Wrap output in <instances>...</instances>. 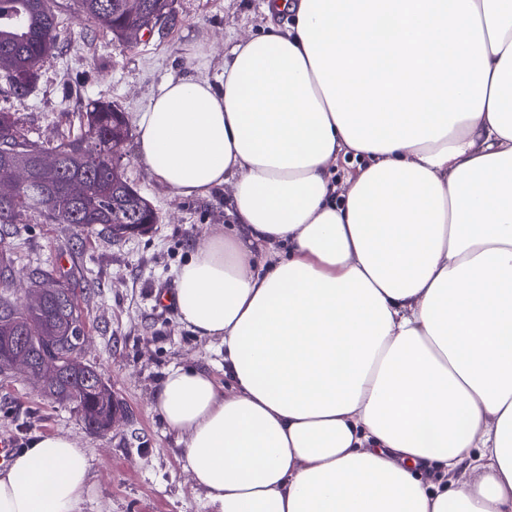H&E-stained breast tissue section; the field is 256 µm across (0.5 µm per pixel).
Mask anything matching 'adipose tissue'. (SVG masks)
I'll list each match as a JSON object with an SVG mask.
<instances>
[{"instance_id":"adipose-tissue-1","label":"adipose tissue","mask_w":512,"mask_h":512,"mask_svg":"<svg viewBox=\"0 0 512 512\" xmlns=\"http://www.w3.org/2000/svg\"><path fill=\"white\" fill-rule=\"evenodd\" d=\"M263 10L294 23L140 120L156 179L231 186L235 219L176 292L230 383L172 369L154 410L210 512H512V0ZM91 483L85 449L38 434L0 512H80Z\"/></svg>"}]
</instances>
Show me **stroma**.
I'll list each match as a JSON object with an SVG mask.
<instances>
[{
	"mask_svg": "<svg viewBox=\"0 0 512 512\" xmlns=\"http://www.w3.org/2000/svg\"><path fill=\"white\" fill-rule=\"evenodd\" d=\"M73 2L52 0L59 38L28 98L19 103L0 95V108L23 114L32 138L46 144L76 123L88 101H112L135 126L165 79L190 74L223 81L225 51L270 23L263 0H174V25L130 43L80 15ZM123 168L156 209L148 232L115 242L35 219L7 240L18 279L54 267L85 284L81 358L111 386L116 422L106 434H91L73 406L47 395L42 383L0 373V436L23 448L34 433L63 434L84 448L93 486L82 512H206L181 466L177 438L153 402L176 366H201L223 380L224 348L195 336L180 322L178 307L160 305L158 296L175 294L176 272L192 242L229 231L231 190L179 196L155 179L133 138L124 146Z\"/></svg>",
	"mask_w": 512,
	"mask_h": 512,
	"instance_id": "1",
	"label": "stroma"
}]
</instances>
